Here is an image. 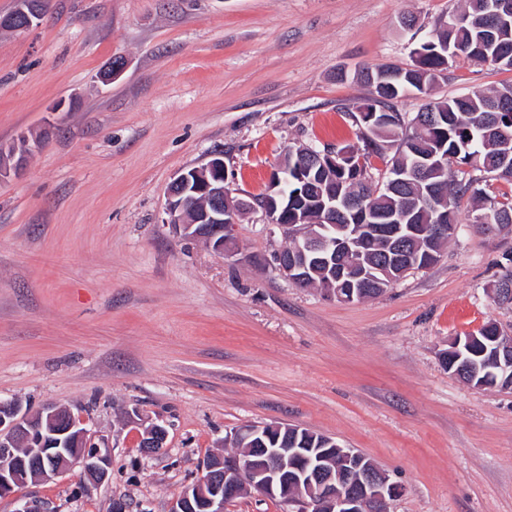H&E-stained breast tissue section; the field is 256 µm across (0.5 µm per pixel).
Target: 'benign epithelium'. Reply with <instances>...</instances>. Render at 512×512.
I'll list each match as a JSON object with an SVG mask.
<instances>
[{
	"mask_svg": "<svg viewBox=\"0 0 512 512\" xmlns=\"http://www.w3.org/2000/svg\"><path fill=\"white\" fill-rule=\"evenodd\" d=\"M46 0H16L15 8L0 14V31H15L16 20L23 17L24 28L38 24L45 14ZM26 152L0 149V179L16 173L25 163ZM245 211H260L267 223L278 228L282 235L302 242L300 252H317L320 260L338 254L352 256L350 240L344 236L326 244L314 231L336 213L332 206L326 216L299 224L288 223V208L280 207L271 198L258 205L245 198L232 196L231 185L224 170L223 154L215 153L200 167L180 171L171 181L167 192V223L175 232L187 238L202 239L213 251L224 256L236 254L233 239L199 229V224L238 223ZM395 226L389 245L394 252H403L409 236L424 240L443 237L449 233L446 224H430L421 230L407 224V217L394 216ZM277 269L294 283L307 278L306 266L296 257L280 258ZM65 437L68 448H51L54 437ZM24 438L26 451L35 458L50 453L54 464L45 468L38 464L28 467L21 462L19 438ZM166 436L159 426L146 430L140 439L144 453L153 455L164 447ZM342 461L332 469L324 465V448H240L235 456L218 458L203 465L202 474L184 486L173 502L170 512H187L196 501L205 512H224V497L244 483L265 497H279L293 507V512H384L387 501L400 494L402 488L373 462L351 449L341 448ZM83 479L100 484L111 477V449L98 438L83 419L63 407H48L31 413L12 400L0 401V497L11 496L29 481H52L73 470Z\"/></svg>",
	"mask_w": 512,
	"mask_h": 512,
	"instance_id": "7a95c632",
	"label": "benign epithelium"
}]
</instances>
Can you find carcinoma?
Segmentation results:
<instances>
[{
  "mask_svg": "<svg viewBox=\"0 0 512 512\" xmlns=\"http://www.w3.org/2000/svg\"><path fill=\"white\" fill-rule=\"evenodd\" d=\"M459 24L452 32L440 30L441 21L434 23L431 46L415 69H394L393 75L374 85L373 96L356 107L355 122L361 130L363 148L340 146L336 151L350 153L341 166L308 163L301 176L294 169L282 172L281 189L284 196L275 197L281 203L288 198V223L294 215L316 217L322 205L336 198V223L325 225L322 234L332 239L336 226L347 224L355 255L361 262L363 281L374 287V297L384 289V271L387 258L380 237L369 227L383 223V216L394 211L411 213L415 224L457 223L459 198L467 195L476 202L472 210V223L485 211L493 213L492 223L512 226V200L500 201L490 196L483 184L485 176L512 181V84H503L493 90L475 89L469 98L453 97L430 100L409 121L397 109V102L409 94L424 93L435 73L444 71L441 57L442 44L458 50L472 61L489 64L499 69L512 68V44L505 45L490 39L504 24L512 26V16L501 18L493 13L490 0H466L458 14ZM377 113V119L367 120L368 113ZM398 143L396 156L383 180L375 182L368 173L370 158L383 155L391 143ZM435 158L427 168V181H413L399 187L391 181L402 174H410L419 161L430 155ZM450 237L439 238L422 245L412 242L410 247L424 260L425 250L440 256ZM312 266L305 287L316 288L330 270L322 264L308 260ZM478 331L469 345L453 348L448 345L446 361L452 363L460 357L478 366L475 384L489 385L494 378L487 373V363L498 347H507L509 339L503 335L494 340L498 326ZM234 448H327L329 439L303 428L298 433L271 432L267 436L250 438L243 434L230 442Z\"/></svg>",
  "mask_w": 512,
  "mask_h": 512,
  "instance_id": "1",
  "label": "carcinoma"
}]
</instances>
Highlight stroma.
<instances>
[{
  "label": "stroma",
  "mask_w": 512,
  "mask_h": 512,
  "mask_svg": "<svg viewBox=\"0 0 512 512\" xmlns=\"http://www.w3.org/2000/svg\"><path fill=\"white\" fill-rule=\"evenodd\" d=\"M463 0H48L0 32V144L43 139L0 181V400L61 406L108 441L112 476L73 473L22 493L51 512H169L226 434L298 425L371 458L401 493L387 512H512V392L448 373L449 341L512 305L490 289L512 233L468 226L438 261L343 303L275 268L285 240L261 212L235 256L176 234L167 190L224 155L258 195L288 147L359 145V74L411 67ZM124 63L115 79L113 61ZM512 82L458 56L430 91ZM169 436L143 455L139 435Z\"/></svg>",
  "instance_id": "1"
}]
</instances>
